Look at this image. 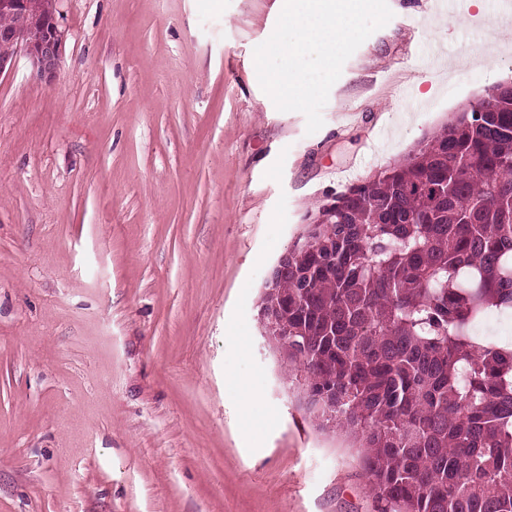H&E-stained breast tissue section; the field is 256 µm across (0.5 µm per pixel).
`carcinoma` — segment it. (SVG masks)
Segmentation results:
<instances>
[{"instance_id": "1", "label": "carcinoma", "mask_w": 512, "mask_h": 512, "mask_svg": "<svg viewBox=\"0 0 512 512\" xmlns=\"http://www.w3.org/2000/svg\"><path fill=\"white\" fill-rule=\"evenodd\" d=\"M512 91L456 111L337 193L336 215L263 291L302 407L366 449L378 512H512Z\"/></svg>"}]
</instances>
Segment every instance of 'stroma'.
<instances>
[{"instance_id": "obj_1", "label": "stroma", "mask_w": 512, "mask_h": 512, "mask_svg": "<svg viewBox=\"0 0 512 512\" xmlns=\"http://www.w3.org/2000/svg\"><path fill=\"white\" fill-rule=\"evenodd\" d=\"M387 2L312 134L258 82L279 0H56L52 82L0 73V512H376L262 285L328 196L512 80L498 0L438 33Z\"/></svg>"}]
</instances>
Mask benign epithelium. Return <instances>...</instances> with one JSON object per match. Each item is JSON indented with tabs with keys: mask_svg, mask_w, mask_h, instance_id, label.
<instances>
[{
	"mask_svg": "<svg viewBox=\"0 0 512 512\" xmlns=\"http://www.w3.org/2000/svg\"><path fill=\"white\" fill-rule=\"evenodd\" d=\"M35 7L33 0H0V12L25 18ZM0 41L11 46L6 55H0V74L15 62L18 55L27 57L37 78L51 81L62 55L64 32L60 29L56 13L49 14L48 19L36 34L31 33L26 24L20 22L11 28H0ZM327 223V217L316 214L303 224L293 244L302 246L310 241V229L318 224Z\"/></svg>",
	"mask_w": 512,
	"mask_h": 512,
	"instance_id": "obj_1",
	"label": "benign epithelium"
}]
</instances>
